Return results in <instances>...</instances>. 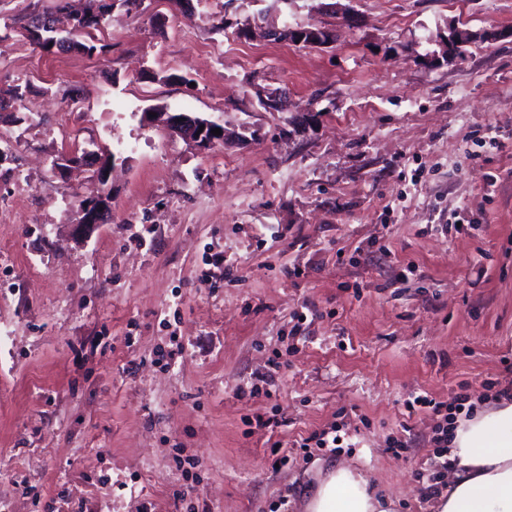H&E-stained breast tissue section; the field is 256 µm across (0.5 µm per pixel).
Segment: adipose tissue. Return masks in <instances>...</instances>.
Segmentation results:
<instances>
[{
    "instance_id": "ef3b65f1",
    "label": "adipose tissue",
    "mask_w": 512,
    "mask_h": 512,
    "mask_svg": "<svg viewBox=\"0 0 512 512\" xmlns=\"http://www.w3.org/2000/svg\"><path fill=\"white\" fill-rule=\"evenodd\" d=\"M456 479L432 512H512V401H499L464 422L451 443ZM308 512H391L368 481L347 467L336 469L314 492Z\"/></svg>"
}]
</instances>
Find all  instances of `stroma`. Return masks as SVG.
Segmentation results:
<instances>
[{
	"mask_svg": "<svg viewBox=\"0 0 512 512\" xmlns=\"http://www.w3.org/2000/svg\"><path fill=\"white\" fill-rule=\"evenodd\" d=\"M54 2L0 0L23 93L0 121V512H307L346 466L430 512L444 414L406 400L481 414L512 384V38L484 37L512 0H142L91 56L24 34ZM263 8L333 39L236 37ZM157 108L229 136L187 144ZM73 147L113 155L112 219L82 238L94 166L53 167ZM333 425L339 449L312 444Z\"/></svg>",
	"mask_w": 512,
	"mask_h": 512,
	"instance_id": "stroma-1",
	"label": "stroma"
}]
</instances>
